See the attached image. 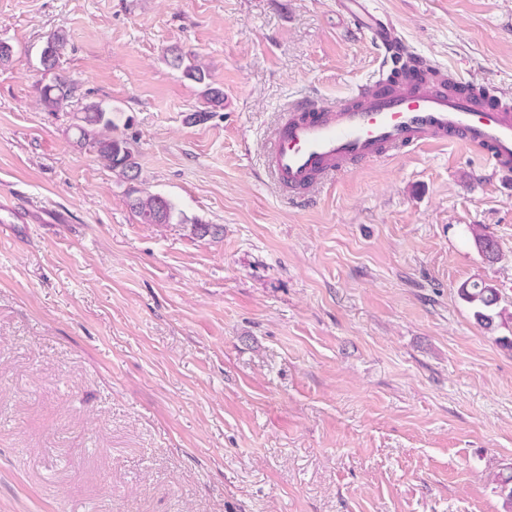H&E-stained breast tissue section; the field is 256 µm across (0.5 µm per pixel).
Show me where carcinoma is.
I'll use <instances>...</instances> for the list:
<instances>
[{
    "label": "carcinoma",
    "mask_w": 512,
    "mask_h": 512,
    "mask_svg": "<svg viewBox=\"0 0 512 512\" xmlns=\"http://www.w3.org/2000/svg\"><path fill=\"white\" fill-rule=\"evenodd\" d=\"M67 41L63 34L54 32L47 36L41 52V63L46 71L58 67L66 50ZM169 65L182 71L184 77L202 84L204 108L198 116H204L217 108L223 107L224 93L221 89L207 83L208 75L191 55L174 47L167 56ZM39 97L45 108L56 111L69 105L74 98V83L65 76L58 75L54 80L38 87ZM75 144L78 147L92 149L110 169L119 171L128 179L139 178L135 161L136 140L128 137H115L112 130L116 128L112 118V110L98 102H90L82 106L74 115ZM129 206L143 224H169L176 216L174 204L159 195L141 194L129 197ZM473 242L483 257L494 260L498 255V245L492 236L486 234L479 226L471 228ZM461 297L474 308V316L478 322L489 326L498 311L500 303L499 290L484 281L465 282L460 288ZM495 481L504 496L508 512H512V469L508 468L495 475Z\"/></svg>",
    "instance_id": "obj_1"
}]
</instances>
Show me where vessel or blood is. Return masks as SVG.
<instances>
[{
	"instance_id": "obj_1",
	"label": "vessel or blood",
	"mask_w": 512,
	"mask_h": 512,
	"mask_svg": "<svg viewBox=\"0 0 512 512\" xmlns=\"http://www.w3.org/2000/svg\"><path fill=\"white\" fill-rule=\"evenodd\" d=\"M338 13L358 23L382 50L381 74L334 101L293 102L275 128L267 154L277 188L304 199L329 177L409 148L459 142L512 174V90L492 101L483 88L448 91L441 77L402 74L410 52L396 25L370 0H336Z\"/></svg>"
}]
</instances>
